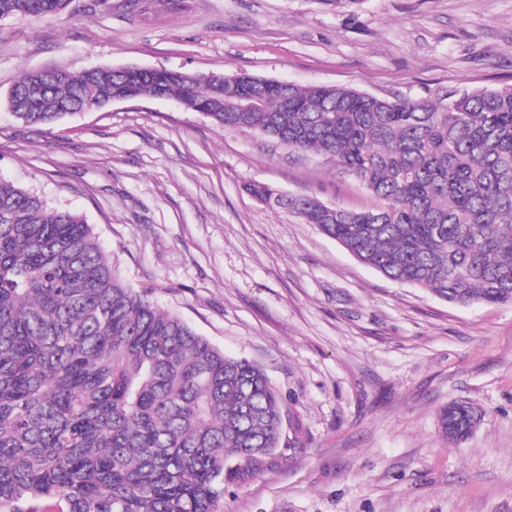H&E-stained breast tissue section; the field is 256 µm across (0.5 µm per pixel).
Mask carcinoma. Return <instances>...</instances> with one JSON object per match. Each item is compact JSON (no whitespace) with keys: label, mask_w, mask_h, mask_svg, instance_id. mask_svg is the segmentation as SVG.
<instances>
[{"label":"carcinoma","mask_w":512,"mask_h":512,"mask_svg":"<svg viewBox=\"0 0 512 512\" xmlns=\"http://www.w3.org/2000/svg\"><path fill=\"white\" fill-rule=\"evenodd\" d=\"M68 2L0 0V20L54 17ZM130 92L335 162L373 206L286 198L262 182L247 191L387 278L462 305L512 302L511 86L389 101L99 66L27 71L6 104L52 124ZM284 418L263 370L125 283L83 216L0 183V512H220L225 483L272 465ZM481 419L457 402L440 413L453 443Z\"/></svg>","instance_id":"1"}]
</instances>
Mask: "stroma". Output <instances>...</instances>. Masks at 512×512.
<instances>
[{
    "mask_svg": "<svg viewBox=\"0 0 512 512\" xmlns=\"http://www.w3.org/2000/svg\"><path fill=\"white\" fill-rule=\"evenodd\" d=\"M111 65L346 87L387 100L512 85V0H70L0 20V182L83 215L131 287L259 365L290 418L221 512H512V303L459 305L392 281L316 225L262 204L374 199L318 156L216 126L172 97L31 126L28 70ZM483 412L461 443L439 413Z\"/></svg>",
    "mask_w": 512,
    "mask_h": 512,
    "instance_id": "obj_1",
    "label": "stroma"
}]
</instances>
